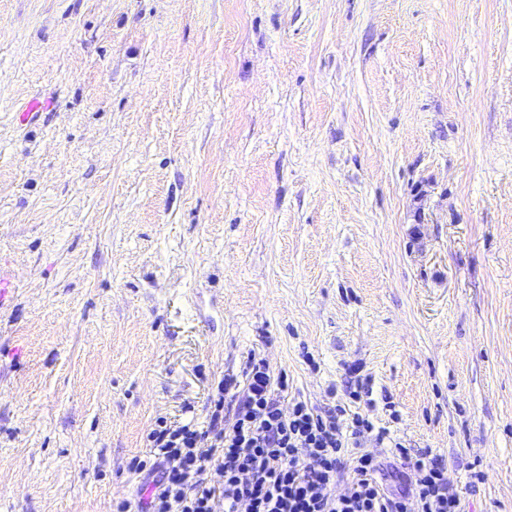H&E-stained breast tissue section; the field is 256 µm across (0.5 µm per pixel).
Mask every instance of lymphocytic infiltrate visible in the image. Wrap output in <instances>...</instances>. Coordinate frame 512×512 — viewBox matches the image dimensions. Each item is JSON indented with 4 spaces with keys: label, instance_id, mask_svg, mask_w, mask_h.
<instances>
[{
    "label": "lymphocytic infiltrate",
    "instance_id": "lymphocytic-infiltrate-1",
    "mask_svg": "<svg viewBox=\"0 0 512 512\" xmlns=\"http://www.w3.org/2000/svg\"><path fill=\"white\" fill-rule=\"evenodd\" d=\"M288 377L264 360L248 357L241 373L225 374L211 394L206 423L157 418L146 441L153 455L134 459L153 489L147 501L124 498L114 512H460L438 458L411 454L393 442L404 473L399 489L387 485L388 469L361 452L367 434L384 441L362 414L338 407L318 411L288 401ZM232 418H225V411ZM359 451L344 461L345 448ZM346 481L344 494L335 491Z\"/></svg>",
    "mask_w": 512,
    "mask_h": 512
}]
</instances>
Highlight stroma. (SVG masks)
Returning a JSON list of instances; mask_svg holds the SVG:
<instances>
[{"label": "stroma", "instance_id": "1", "mask_svg": "<svg viewBox=\"0 0 512 512\" xmlns=\"http://www.w3.org/2000/svg\"><path fill=\"white\" fill-rule=\"evenodd\" d=\"M0 276V512L251 355L512 512V0H0Z\"/></svg>", "mask_w": 512, "mask_h": 512}]
</instances>
